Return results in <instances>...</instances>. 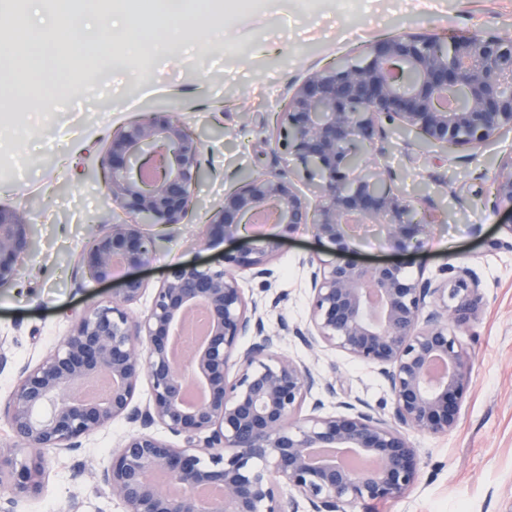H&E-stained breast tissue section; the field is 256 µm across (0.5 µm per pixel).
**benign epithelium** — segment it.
<instances>
[{"label":"benign epithelium","mask_w":512,"mask_h":512,"mask_svg":"<svg viewBox=\"0 0 512 512\" xmlns=\"http://www.w3.org/2000/svg\"><path fill=\"white\" fill-rule=\"evenodd\" d=\"M460 98H448V89ZM512 129V40L457 36L442 45L431 32L401 34L366 45L362 58L309 73L292 91L276 126L274 144L315 183L313 197L281 173L248 175L209 219L206 249L244 236L223 264L169 265L142 317L129 306L147 291L121 276L154 259L141 224L183 223L202 180L205 142L176 112L147 113L113 137L99 179L112 204L131 223L112 224L80 260L99 284L122 278L119 294L88 307L53 351L19 371L5 412L15 443L0 445V478L13 496L0 512H16L19 499L37 494L45 478L38 450L76 454L87 436L124 418L138 425L95 474L125 512H200L194 489L218 486L222 498L207 512H347L359 502L404 494L418 476L409 435L447 434L459 421L472 385L469 360L456 329L477 321L484 306L472 268H449L444 279L400 265L363 266L349 254L362 231L375 226L382 243L424 247L427 215L391 187L394 172L372 166L385 152L390 130L446 150L479 146ZM493 210L512 212V151L491 175ZM304 226L338 250L332 261L310 256L309 324L270 330L262 305L246 299L237 272L271 274L280 235ZM33 250L32 226L0 207V288L12 283L21 256ZM197 305L208 330L190 357L171 351L175 326ZM290 331L312 350L326 344L373 366L384 380L390 410L384 415L348 395L342 380L277 353ZM248 338L243 347L240 342ZM109 374L103 401L79 395L83 383ZM150 399L134 403L141 383ZM204 398L190 404L187 386ZM336 413L324 412V397ZM311 400L310 413L300 411ZM182 438L176 448L152 428ZM372 456L376 468L348 467L338 452ZM159 472L181 488L168 493L151 482Z\"/></svg>","instance_id":"7a95c632"}]
</instances>
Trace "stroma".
<instances>
[{
    "label": "stroma",
    "mask_w": 512,
    "mask_h": 512,
    "mask_svg": "<svg viewBox=\"0 0 512 512\" xmlns=\"http://www.w3.org/2000/svg\"><path fill=\"white\" fill-rule=\"evenodd\" d=\"M477 34L512 39V0H209L198 24L179 26L187 52L180 62L155 54L150 71H109L103 90L82 98L83 58L63 47L55 66L71 91L50 110L16 104L0 112V207L17 211L35 232V247L14 283L0 288V336L8 337L13 368L0 373V406L18 368L40 360L69 332L76 316L109 300L115 282L89 281L81 254L105 223L122 219L95 175L114 133L143 113L178 111L207 145L205 176L187 223L143 225L155 240L156 258L137 277L158 287L174 262L218 264L221 249L202 248L208 219L241 173L282 171L303 191L313 185L303 170L274 146L277 117L288 95L308 73L361 57L371 41L408 32ZM512 152V131L478 148L404 149L393 136L383 164L394 188L418 203H431L444 221L424 250L362 247L356 261L395 262L442 277L467 264L478 274L485 306L476 323L456 334L471 367L472 386L457 428L447 435L410 437L418 450L419 477L403 496L380 504L358 503L350 512H512V250L492 248L498 227L512 213L494 211L490 177ZM479 232H471V225ZM327 259V242L300 230L286 235L272 261L270 284L251 271L238 273L246 297L266 304L265 323L306 324L308 271L303 257ZM280 355L344 380L352 396L371 404L386 399L376 370L334 348L308 350L283 336ZM135 429L126 419L84 439L78 455L48 449L41 493L20 501L17 512H64L72 495L81 512H125L93 475Z\"/></svg>",
    "instance_id": "35a3bbf8"
}]
</instances>
